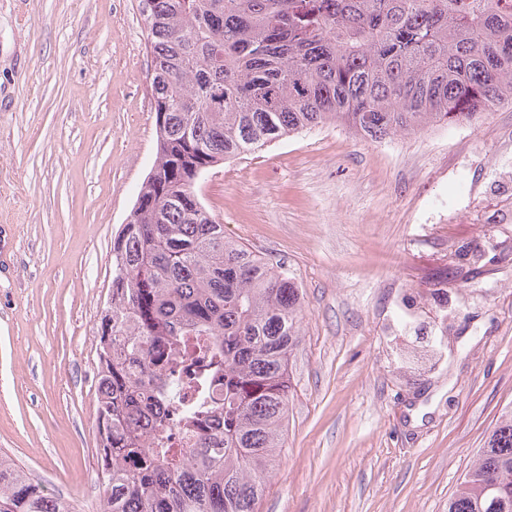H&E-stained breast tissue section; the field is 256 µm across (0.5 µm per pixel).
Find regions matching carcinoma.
Returning a JSON list of instances; mask_svg holds the SVG:
<instances>
[{
    "label": "carcinoma",
    "instance_id": "carcinoma-1",
    "mask_svg": "<svg viewBox=\"0 0 512 512\" xmlns=\"http://www.w3.org/2000/svg\"><path fill=\"white\" fill-rule=\"evenodd\" d=\"M141 3L157 158L137 219L112 241L102 512H255L288 419L300 293L278 264L224 238L197 174L327 121L381 141L512 104V0ZM172 412L183 446L168 440ZM0 512L73 508L0 455ZM448 512H512V419Z\"/></svg>",
    "mask_w": 512,
    "mask_h": 512
}]
</instances>
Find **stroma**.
Masks as SVG:
<instances>
[{"label":"stroma","instance_id":"stroma-1","mask_svg":"<svg viewBox=\"0 0 512 512\" xmlns=\"http://www.w3.org/2000/svg\"><path fill=\"white\" fill-rule=\"evenodd\" d=\"M150 82L140 0H0V454L76 512L104 495L99 325L156 160ZM197 190L301 292L256 512H448L512 416V105L381 142L327 122Z\"/></svg>","mask_w":512,"mask_h":512}]
</instances>
